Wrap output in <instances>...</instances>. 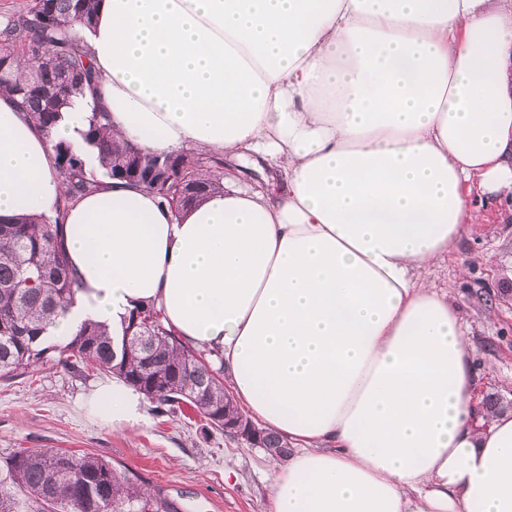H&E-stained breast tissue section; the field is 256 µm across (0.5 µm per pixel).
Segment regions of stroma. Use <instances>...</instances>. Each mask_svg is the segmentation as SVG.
Returning a JSON list of instances; mask_svg holds the SVG:
<instances>
[{
  "instance_id": "stroma-1",
  "label": "stroma",
  "mask_w": 512,
  "mask_h": 512,
  "mask_svg": "<svg viewBox=\"0 0 512 512\" xmlns=\"http://www.w3.org/2000/svg\"><path fill=\"white\" fill-rule=\"evenodd\" d=\"M484 214L448 255L430 267L428 281L449 289L475 349L476 404L512 410V195L472 197ZM101 375L54 362L11 382L0 381V459L18 448L88 452L124 468L173 512H270L273 472L261 449L216 430H204L190 409L157 413L114 427L91 416L81 398Z\"/></svg>"
}]
</instances>
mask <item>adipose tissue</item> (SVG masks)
Returning <instances> with one entry per match:
<instances>
[{
    "label": "adipose tissue",
    "mask_w": 512,
    "mask_h": 512,
    "mask_svg": "<svg viewBox=\"0 0 512 512\" xmlns=\"http://www.w3.org/2000/svg\"><path fill=\"white\" fill-rule=\"evenodd\" d=\"M113 135L252 156L181 217L102 179L61 208L50 139L0 94V216L62 218L78 282L54 333L153 303L218 353L244 416L287 439L271 512H512V412L474 425L477 373L425 279L512 194V0H98L81 28ZM87 404L115 427L140 393Z\"/></svg>",
    "instance_id": "obj_1"
}]
</instances>
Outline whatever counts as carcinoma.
<instances>
[{
    "label": "carcinoma",
    "mask_w": 512,
    "mask_h": 512,
    "mask_svg": "<svg viewBox=\"0 0 512 512\" xmlns=\"http://www.w3.org/2000/svg\"><path fill=\"white\" fill-rule=\"evenodd\" d=\"M96 0H31L25 9L0 15V92L15 97L50 138L55 168L65 184L62 208L95 190L100 180L85 152L52 138L74 97L98 89L93 62L70 34L94 23ZM80 136L96 151L98 170L142 188L178 216L221 188L211 173L224 158L184 152L151 153L131 140L112 137L108 113L92 108ZM63 214L52 222L33 215L0 216V379L23 377L57 360L73 369L109 373L142 393L162 413L189 406L207 429L243 422L224 371L213 352L182 343L161 310L132 311L121 328L86 322L71 336L50 342L57 317L74 302L76 281L63 248ZM262 447L274 458L291 455L288 442L261 429ZM171 512V505L135 476L94 455L59 448H21L0 463V512Z\"/></svg>",
    "instance_id": "obj_1"
}]
</instances>
